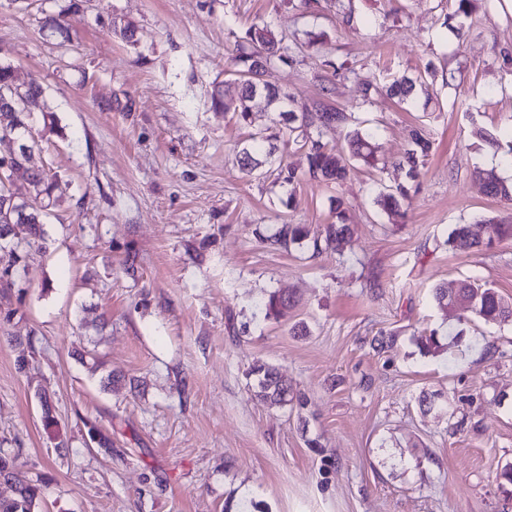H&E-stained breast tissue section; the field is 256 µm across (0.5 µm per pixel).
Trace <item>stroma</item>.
I'll return each instance as SVG.
<instances>
[{
  "instance_id": "stroma-1",
  "label": "stroma",
  "mask_w": 512,
  "mask_h": 512,
  "mask_svg": "<svg viewBox=\"0 0 512 512\" xmlns=\"http://www.w3.org/2000/svg\"><path fill=\"white\" fill-rule=\"evenodd\" d=\"M67 3L0 0V62L39 78L60 128L42 154L63 197L48 248L0 279V453L38 486L34 512H512V324L432 298L464 280L512 298V239L446 243L512 217L477 176L499 158L476 134L512 126V0L466 16L458 0H83L71 41L43 36L41 14ZM261 22L302 45L263 81L351 114L324 141L370 134L376 166L324 184L278 113L212 108L214 89L236 99L230 57ZM419 73L428 107L363 98V81ZM267 127L273 164L241 171ZM417 127L433 148L414 180L399 161ZM400 184L396 216L376 199ZM338 197L343 254L269 243L284 222L336 223ZM275 292L290 303L270 316ZM433 331L451 344L423 354ZM381 336L395 349L374 350ZM256 361L304 404L256 397ZM433 391L451 411H423ZM512 222L488 219L480 226V231L473 230L472 224H458L448 236V244L453 248L474 254L493 248L496 243L512 239Z\"/></svg>"
}]
</instances>
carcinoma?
<instances>
[{"label":"carcinoma","mask_w":512,"mask_h":512,"mask_svg":"<svg viewBox=\"0 0 512 512\" xmlns=\"http://www.w3.org/2000/svg\"><path fill=\"white\" fill-rule=\"evenodd\" d=\"M81 12L80 0H69L67 7L58 14H46L41 18L40 30L50 34L65 35L70 28V19ZM246 45H237L231 57L233 69L230 75L241 85L240 93L234 104V113L243 122H248L258 109H271L290 123L288 140L295 145L308 148L309 174L312 178L328 185L340 186L349 177L351 167L343 150L329 147L319 140H308V136L298 135V128L316 126L328 129L347 119L345 113L323 109L312 113L308 109H295V100L288 93L261 81L265 70L278 62L288 60V41L286 37L275 34L265 24L256 23L246 32ZM426 83L421 76L403 75L387 87L389 94L404 103L412 102L417 90H425ZM42 118L44 127L55 131L56 119L48 106L42 83L33 78L19 84L15 80L14 67L0 62V140L12 136L25 144L24 150H16L9 158L11 168L28 173L25 186H18L13 179L0 180V199H14V207L22 209L15 214L3 211L0 207V226L12 225L13 236L9 242L0 244V251L6 250L17 265L29 258L33 250L46 249L47 238L44 230L45 218L57 206L54 196L56 176L49 174L38 161L42 153L39 140L32 136L37 118ZM276 136L263 130L250 134L246 146L237 155L239 167L252 173L262 168L273 156L271 141ZM410 148L400 164L408 167L411 177H416L425 158L432 149V141L421 129L412 130ZM351 157L366 165L376 162L372 137L353 131L348 141ZM488 194L512 202V185L503 181L493 170L479 173ZM409 198L408 189L399 185L395 190L379 196L377 203L384 209L395 211L402 201ZM336 218L338 223L327 224L317 236L313 237L314 249L320 244L338 254L343 253L348 241L349 225L345 224L346 215L343 201L336 199ZM310 238V229L305 224H279L275 232L267 237L274 245L288 247ZM512 239V224L502 220L488 219L480 225V231L473 230L471 224L457 225L448 236V244L465 252L479 254L493 248L505 239ZM433 299L438 307L460 311V317L470 321H480L486 325H501L512 322V300L477 282H463L450 291L437 287ZM444 349V343L437 333L432 332L420 337V350L425 354H436ZM250 375L256 377L258 395L273 404L286 405L293 401L288 384L281 379L277 370L265 363H255ZM8 476L12 496H0V512H33L38 498V487L25 477H17L13 459L0 455V477Z\"/></svg>","instance_id":"cac0c4a2"}]
</instances>
